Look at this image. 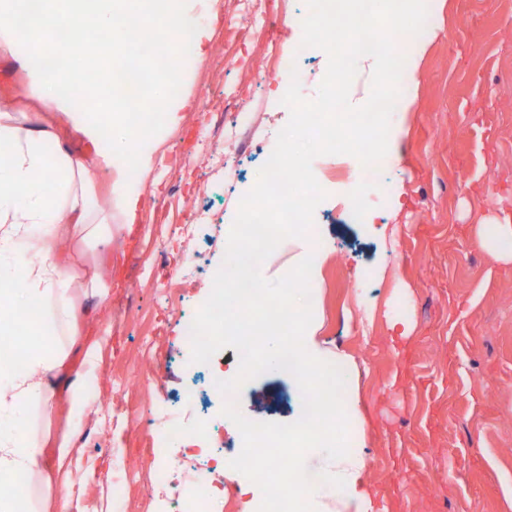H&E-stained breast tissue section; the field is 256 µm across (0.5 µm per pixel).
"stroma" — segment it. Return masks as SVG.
<instances>
[{"label":"stroma","instance_id":"obj_1","mask_svg":"<svg viewBox=\"0 0 512 512\" xmlns=\"http://www.w3.org/2000/svg\"><path fill=\"white\" fill-rule=\"evenodd\" d=\"M194 10L205 54L181 72L149 62L138 42L125 48L129 65L151 72L146 97L165 86L194 103L179 122L139 136L152 166L125 182L140 199L134 223L113 215L108 245L68 237L60 248L80 333L101 341L95 366L75 350L65 374L117 403L120 379L137 375L150 389L144 414L194 394L200 375L180 341L182 322L210 296L208 273L223 263L239 202L289 120L275 88L255 74L273 56L294 60L310 100L328 65L323 50L300 45L305 0H195ZM420 41L419 68L401 94L413 106L391 116L401 141L387 152L386 184H364L353 156L333 172L315 158L327 197L311 234L283 240L263 275L284 276L309 250L323 255L311 296L316 355L353 361L345 386L359 404L348 443L363 452L364 480L383 512H512V264L477 245L481 225L512 221V0H428ZM38 63L0 50V113L57 133L74 162L108 150V140L83 139L63 113L47 117L28 100L26 69ZM239 112L250 125L225 138ZM375 202L379 223L400 212L395 243L350 220L351 210ZM186 224L196 225L193 238H182ZM164 248L188 274L176 310L164 279L144 275ZM392 321L410 325V335H392ZM159 323L165 333L157 339ZM298 391L270 370L244 383L236 401L249 420L288 423ZM29 423L51 442L72 437L69 463L45 455L51 492L68 498L69 512H129L116 492L127 470L160 466L183 477L175 453L144 454L140 432L105 421L102 408L77 423L61 404Z\"/></svg>","mask_w":512,"mask_h":512}]
</instances>
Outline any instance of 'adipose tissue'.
Listing matches in <instances>:
<instances>
[{"label": "adipose tissue", "mask_w": 512, "mask_h": 512, "mask_svg": "<svg viewBox=\"0 0 512 512\" xmlns=\"http://www.w3.org/2000/svg\"><path fill=\"white\" fill-rule=\"evenodd\" d=\"M20 7L24 20L0 24V48L22 46L37 54L42 67L29 72L27 94L43 111L64 113L87 140L96 142L111 135V150L97 155L93 166L74 164L64 147L47 153L42 133L18 126L7 113L0 114V273H7L16 285L0 289V334L16 333L23 321L18 298H30L44 308L31 329L46 338L30 348L21 368L0 373V414L26 408L51 416L58 401H65L67 413L79 421L90 412V402L80 378L69 380L64 396H57L49 380L60 371L74 345L75 315L57 242L61 234L81 238L112 234V212L134 215L137 202L125 190L123 161L133 157L137 167L150 168L149 155L134 151V135L114 124L111 113L86 106L79 92L60 93L55 88L59 54L52 27L29 20L33 0H0V15ZM136 18L129 26L128 18ZM63 25L74 31L95 29L110 54L109 86L105 101L125 99L120 85L125 66L120 55L139 32L154 35L161 44L195 31L192 0H65ZM111 174L108 209L94 211L87 186L95 170ZM48 446L39 434L24 428L0 435V477L16 478L9 512H68L67 503L52 496H36L32 485L51 486L52 477L44 466L43 450ZM366 467L363 454L346 449L336 452L322 468L307 471L306 484L312 493L343 487L345 495L339 512H376V505L362 480Z\"/></svg>", "instance_id": "adipose-tissue-1"}]
</instances>
